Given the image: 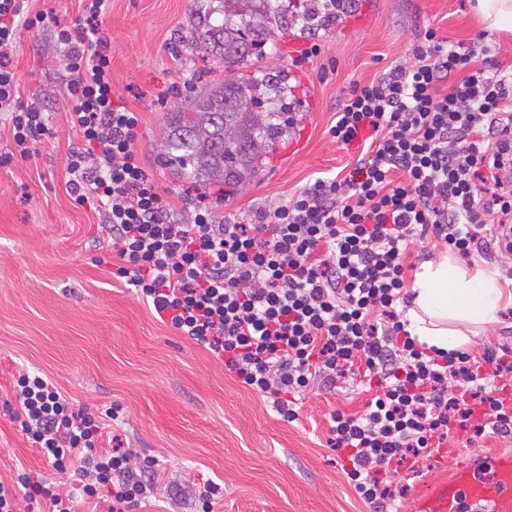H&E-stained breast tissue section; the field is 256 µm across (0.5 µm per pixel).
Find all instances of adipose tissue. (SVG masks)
<instances>
[{
    "label": "adipose tissue",
    "mask_w": 512,
    "mask_h": 512,
    "mask_svg": "<svg viewBox=\"0 0 512 512\" xmlns=\"http://www.w3.org/2000/svg\"><path fill=\"white\" fill-rule=\"evenodd\" d=\"M411 291L407 331L419 344L445 352L462 347L471 328L497 322L506 296L495 273L467 269L447 256L423 264Z\"/></svg>",
    "instance_id": "ef3b65f1"
}]
</instances>
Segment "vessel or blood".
Segmentation results:
<instances>
[{
    "mask_svg": "<svg viewBox=\"0 0 512 512\" xmlns=\"http://www.w3.org/2000/svg\"><path fill=\"white\" fill-rule=\"evenodd\" d=\"M439 457L448 478L428 485L413 512H512V452L467 457L450 449Z\"/></svg>",
    "mask_w": 512,
    "mask_h": 512,
    "instance_id": "vessel-or-blood-1",
    "label": "vessel or blood"
}]
</instances>
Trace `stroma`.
Returning a JSON list of instances; mask_svg holds the SVG:
<instances>
[{"label": "stroma", "mask_w": 512, "mask_h": 512, "mask_svg": "<svg viewBox=\"0 0 512 512\" xmlns=\"http://www.w3.org/2000/svg\"><path fill=\"white\" fill-rule=\"evenodd\" d=\"M474 2L353 0L339 20L279 29L265 54L288 76L294 125L267 168L234 194L156 162L166 117L182 103L172 97L160 106L157 96L175 81L199 88L224 78L215 56L187 51L176 59L165 48L166 39L188 36L203 0H112L104 20L112 83L142 114L136 147L160 187L174 198L207 195L220 221L247 224L257 209L353 164L356 149L327 132L337 103L353 83L411 61L425 26L452 42L484 33L503 66H512V33L485 30ZM314 41L320 56L295 67ZM66 65L63 47L48 35L22 31L14 54L20 92L26 100L38 96L56 136L31 158L0 165V481L56 477L3 405L14 375L28 369L91 412L121 406L124 444L157 460L169 486L140 512H196L207 479L224 490L215 512H369L326 446L330 413L363 410L361 386L311 387L298 420L284 422L266 397L156 320L134 288L113 284L101 217L65 191V155L75 140L64 106Z\"/></svg>", "instance_id": "1"}]
</instances>
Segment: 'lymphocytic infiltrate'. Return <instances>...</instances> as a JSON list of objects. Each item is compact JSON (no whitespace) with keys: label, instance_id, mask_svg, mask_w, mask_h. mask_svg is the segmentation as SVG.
<instances>
[{"label":"lymphocytic infiltrate","instance_id":"lymphocytic-infiltrate-1","mask_svg":"<svg viewBox=\"0 0 512 512\" xmlns=\"http://www.w3.org/2000/svg\"><path fill=\"white\" fill-rule=\"evenodd\" d=\"M75 26L28 0H0V112L11 115L10 157L53 138L23 100L12 67L20 29L51 33L66 50L65 107L78 143L66 191L104 219L117 257L113 280L154 317L222 362L247 389L271 396L283 421L314 382L374 386L363 413L333 412L326 444L342 455L355 495L393 512L400 466L440 448L455 430L512 433V349L480 355L417 344L395 311L407 300L405 257L431 237L469 258L487 243L512 256V67L483 36L454 43L426 27L409 63L353 84L329 135L357 147L351 170L318 177L252 224H224L205 196L175 208L136 150L139 112L112 86L102 24L109 0H81ZM30 447L60 475L0 482V512H79L111 499L135 512L156 489L155 462L135 463L108 438L119 410L95 415L47 377L22 370L7 402Z\"/></svg>","mask_w":512,"mask_h":512}]
</instances>
